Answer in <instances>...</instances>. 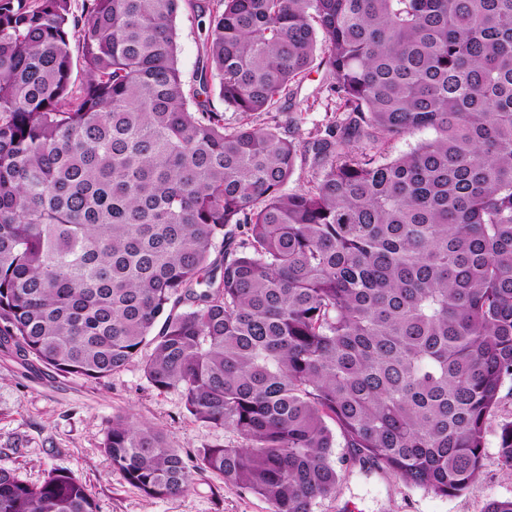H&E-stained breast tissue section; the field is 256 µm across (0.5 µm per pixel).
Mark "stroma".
<instances>
[{"label":"stroma","mask_w":512,"mask_h":512,"mask_svg":"<svg viewBox=\"0 0 512 512\" xmlns=\"http://www.w3.org/2000/svg\"><path fill=\"white\" fill-rule=\"evenodd\" d=\"M177 67L186 87H194L201 66L204 32L191 9L176 17ZM322 76L302 81L310 108L302 132L324 127L340 115L338 99L321 93ZM130 412L160 428L182 454L232 440L230 432L190 416L177 390L160 392L146 379L140 360L101 379L61 374L41 364L21 362L0 348V469L32 485L54 469L85 481L97 512H270L269 504L244 489L225 485L205 472L184 494L151 498L113 471L102 443L113 414ZM340 482L335 496L315 501L312 512H482L492 500L512 498V470L489 464L463 493L441 497L373 468L362 470L346 449H335Z\"/></svg>","instance_id":"35a3bbf8"}]
</instances>
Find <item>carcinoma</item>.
<instances>
[{"instance_id": "1", "label": "carcinoma", "mask_w": 512, "mask_h": 512, "mask_svg": "<svg viewBox=\"0 0 512 512\" xmlns=\"http://www.w3.org/2000/svg\"><path fill=\"white\" fill-rule=\"evenodd\" d=\"M182 2L0 0V344L93 379L149 347L148 382L236 434L185 457L112 416L104 451L148 497L210 471L311 512L336 448L464 492L512 382V0H194L200 93ZM313 70L343 117L304 138ZM498 438L512 470V420ZM0 512L97 505L70 471L0 470ZM177 67L187 89L198 87L195 82L198 69L201 67V42L204 36L197 17L191 9H183L176 17ZM197 85V86H196ZM433 136V132L430 130H419L412 134L406 135L402 139H399L390 144L387 151L390 158H395L398 155L409 152L415 148L419 143L430 139Z\"/></svg>"}]
</instances>
